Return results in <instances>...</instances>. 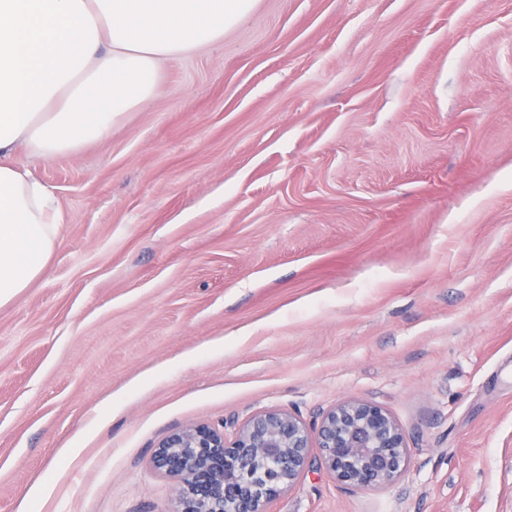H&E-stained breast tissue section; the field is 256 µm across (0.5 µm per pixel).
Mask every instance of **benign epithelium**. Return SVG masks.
Returning <instances> with one entry per match:
<instances>
[{"label": "benign epithelium", "instance_id": "benign-epithelium-1", "mask_svg": "<svg viewBox=\"0 0 512 512\" xmlns=\"http://www.w3.org/2000/svg\"><path fill=\"white\" fill-rule=\"evenodd\" d=\"M320 464L350 489H372L400 478L409 448L384 406L349 399L312 424L279 408L258 413L231 435L190 424L165 438L152 465L178 483L173 512H268L269 503Z\"/></svg>", "mask_w": 512, "mask_h": 512}]
</instances>
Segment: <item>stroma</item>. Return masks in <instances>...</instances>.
Masks as SVG:
<instances>
[{
    "instance_id": "35a3bbf8",
    "label": "stroma",
    "mask_w": 512,
    "mask_h": 512,
    "mask_svg": "<svg viewBox=\"0 0 512 512\" xmlns=\"http://www.w3.org/2000/svg\"><path fill=\"white\" fill-rule=\"evenodd\" d=\"M0 308V512H173L192 423L386 407L409 465L270 512H512V0H257L102 139Z\"/></svg>"
}]
</instances>
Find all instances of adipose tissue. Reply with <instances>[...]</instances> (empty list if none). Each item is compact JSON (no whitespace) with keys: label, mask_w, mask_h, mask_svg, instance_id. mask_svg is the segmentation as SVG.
I'll return each instance as SVG.
<instances>
[{"label":"adipose tissue","mask_w":512,"mask_h":512,"mask_svg":"<svg viewBox=\"0 0 512 512\" xmlns=\"http://www.w3.org/2000/svg\"><path fill=\"white\" fill-rule=\"evenodd\" d=\"M256 0H0V307L44 271L63 217L15 162L107 135L155 95L159 62L223 41Z\"/></svg>","instance_id":"ef3b65f1"}]
</instances>
